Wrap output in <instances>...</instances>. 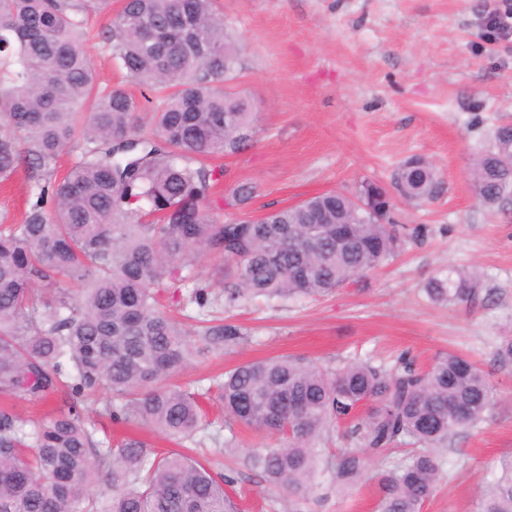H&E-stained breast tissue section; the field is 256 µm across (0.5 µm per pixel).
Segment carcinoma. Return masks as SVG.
Masks as SVG:
<instances>
[{
  "label": "carcinoma",
  "instance_id": "cac0c4a2",
  "mask_svg": "<svg viewBox=\"0 0 512 512\" xmlns=\"http://www.w3.org/2000/svg\"><path fill=\"white\" fill-rule=\"evenodd\" d=\"M111 0H0V181L23 172L27 207L18 224L0 217V399L61 394L64 406L28 424L0 407V512H239L234 479L179 450L157 454L133 436L96 437L77 409L106 394L103 415L195 441L201 395L179 380L195 355L247 335L215 309L255 297L332 292L395 256L405 238L388 213L355 195L317 193L250 224L217 221L209 210L224 169L209 160L238 154L258 134L248 100L224 91L238 70L239 40L216 0H123L118 23L100 34L116 65L145 89L143 100L98 80L87 19ZM151 115L152 130L139 126ZM477 155L472 185L494 207L512 195V169L499 143ZM73 162L58 174L59 157ZM394 189L409 202L447 192L431 166L405 161ZM256 193L236 186L227 204ZM214 256L222 293L196 273ZM427 297L472 307L475 269L432 276ZM176 299L178 319L163 310ZM495 359L512 369V333ZM231 423L283 436L285 445L249 456L270 488L299 512L319 464L343 490L369 459L412 447L380 478L379 512H421L444 471L448 440L482 422L495 388L466 357L440 354L426 371L404 355L392 367L353 359L323 368L297 356L241 363L215 383ZM340 421L356 447L323 456L316 442ZM478 512H512V457L482 490Z\"/></svg>",
  "mask_w": 512,
  "mask_h": 512
}]
</instances>
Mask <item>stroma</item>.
<instances>
[{
	"label": "stroma",
	"mask_w": 512,
	"mask_h": 512,
	"mask_svg": "<svg viewBox=\"0 0 512 512\" xmlns=\"http://www.w3.org/2000/svg\"><path fill=\"white\" fill-rule=\"evenodd\" d=\"M243 44L231 83L251 100L260 132L246 151L217 157L221 199L239 183L257 187L254 216L324 191H353L365 180L392 187L407 159H427L447 192L432 203H399L398 223L423 228L393 259L360 282L317 297H262L224 311L251 334L223 352L197 358L189 383L242 362L278 355L333 366L357 356L389 365L399 355L417 367L452 351L476 361L497 389L483 423L448 445L444 477L423 512H477L479 490L512 456V370L494 349L512 326V202L481 204L472 159L494 125L512 122V36L489 32L487 15L512 0H218ZM478 269L483 300L473 308L432 303L425 282L448 267ZM196 452L234 478L243 512H287L288 494L270 489L249 452L279 447L277 435L240 429L223 445L219 402ZM392 460L372 462L355 489L337 492L319 477L303 512H379L377 476Z\"/></svg>",
	"instance_id": "obj_1"
}]
</instances>
